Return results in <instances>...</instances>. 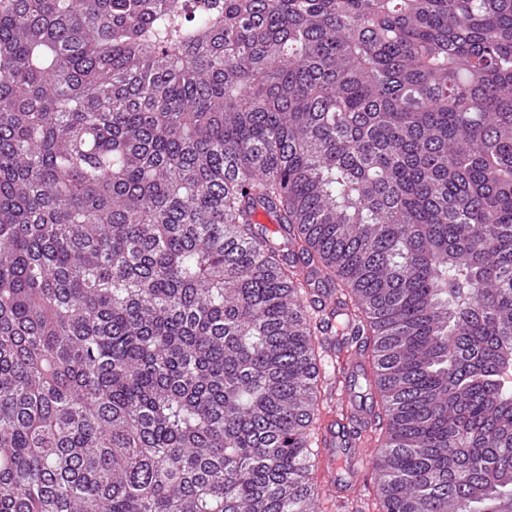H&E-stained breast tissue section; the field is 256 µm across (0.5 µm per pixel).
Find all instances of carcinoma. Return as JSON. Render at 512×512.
Segmentation results:
<instances>
[{
	"label": "carcinoma",
	"mask_w": 512,
	"mask_h": 512,
	"mask_svg": "<svg viewBox=\"0 0 512 512\" xmlns=\"http://www.w3.org/2000/svg\"><path fill=\"white\" fill-rule=\"evenodd\" d=\"M334 344L512 512V0H0V512H332Z\"/></svg>",
	"instance_id": "cac0c4a2"
}]
</instances>
